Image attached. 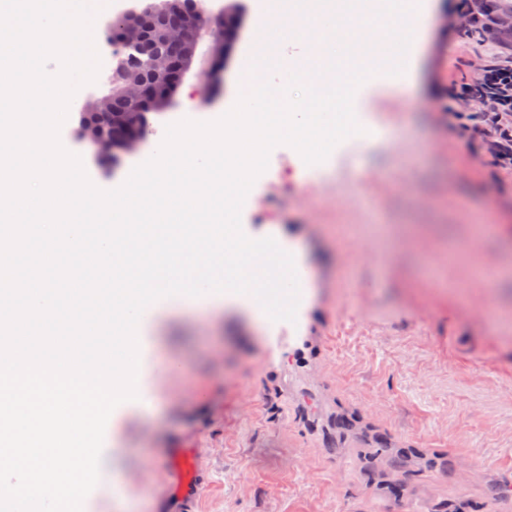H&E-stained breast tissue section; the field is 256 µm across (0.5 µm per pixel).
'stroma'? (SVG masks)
<instances>
[{
  "label": "stroma",
  "instance_id": "1",
  "mask_svg": "<svg viewBox=\"0 0 512 512\" xmlns=\"http://www.w3.org/2000/svg\"><path fill=\"white\" fill-rule=\"evenodd\" d=\"M464 0H433L406 90L365 92L393 129L314 176L275 147L241 211L247 236H273L311 284L295 322L256 325L242 304L157 319L164 356L155 414L116 416L123 485L140 512H171L174 451L204 470L196 512H512V244L472 225L512 215V166L476 152L448 109L463 63L512 52L453 23ZM240 50L219 77L190 73L153 138L184 118L208 121L231 101ZM75 124L60 132L100 189V164ZM504 269L497 287L476 264Z\"/></svg>",
  "mask_w": 512,
  "mask_h": 512
}]
</instances>
